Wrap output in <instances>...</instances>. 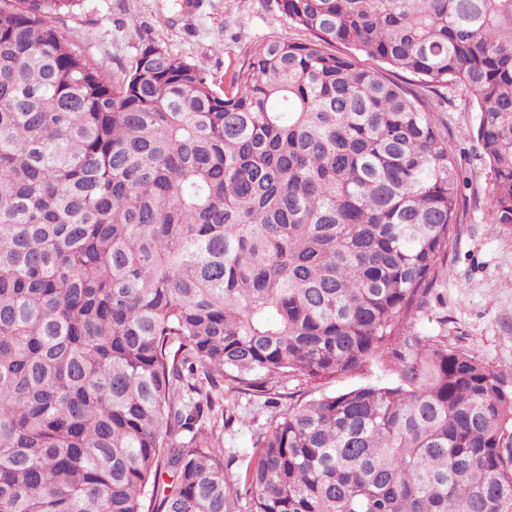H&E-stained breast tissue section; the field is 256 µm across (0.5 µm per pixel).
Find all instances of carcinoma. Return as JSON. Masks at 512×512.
Here are the masks:
<instances>
[{"label":"carcinoma","instance_id":"cac0c4a2","mask_svg":"<svg viewBox=\"0 0 512 512\" xmlns=\"http://www.w3.org/2000/svg\"><path fill=\"white\" fill-rule=\"evenodd\" d=\"M72 2L0 0V512H512V383L466 351L273 411L235 483L202 428L217 376L362 370L447 272L425 90L470 96L512 224V0H277L311 38L227 85L155 44L108 73Z\"/></svg>","mask_w":512,"mask_h":512}]
</instances>
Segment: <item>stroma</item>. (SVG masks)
<instances>
[{
	"instance_id": "35a3bbf8",
	"label": "stroma",
	"mask_w": 512,
	"mask_h": 512,
	"mask_svg": "<svg viewBox=\"0 0 512 512\" xmlns=\"http://www.w3.org/2000/svg\"><path fill=\"white\" fill-rule=\"evenodd\" d=\"M170 4L171 0H76L64 15L63 30L114 74L129 67L147 44L222 75L231 73L264 40L304 36L282 16L276 0H195L194 7L183 12L173 11ZM461 163L470 182V202L448 254L449 273L435 283L410 333L419 338L423 352L462 348L507 372L512 370V224L488 223V171L470 151L462 154ZM406 350L403 337L396 336L361 372L318 381L295 376L269 382L263 392H225L231 424L210 421L204 428L225 455L236 458L226 471L229 480H236L240 460L252 453L268 424V399H275L284 411L292 404L366 384L401 385L404 378L396 355Z\"/></svg>"
}]
</instances>
